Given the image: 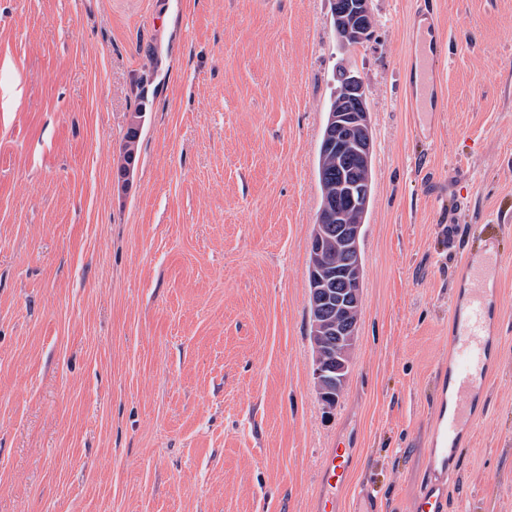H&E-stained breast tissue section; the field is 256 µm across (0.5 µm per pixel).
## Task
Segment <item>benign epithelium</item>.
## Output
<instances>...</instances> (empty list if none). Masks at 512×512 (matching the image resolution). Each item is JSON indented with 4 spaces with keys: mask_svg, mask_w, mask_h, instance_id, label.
Masks as SVG:
<instances>
[{
    "mask_svg": "<svg viewBox=\"0 0 512 512\" xmlns=\"http://www.w3.org/2000/svg\"><path fill=\"white\" fill-rule=\"evenodd\" d=\"M371 18L369 0H334V25L341 46L360 44L365 38L363 20ZM340 84L329 113V127L336 129V169L341 177L326 194L322 212L336 225V233L318 223L311 242L312 260L309 303L312 336L331 338L327 348L315 351L314 378L320 400L328 393H342L349 376L358 321L350 315L361 308L362 263L360 236L368 210L372 184L373 137L361 78L341 67ZM328 252L352 257V262L333 266L323 259Z\"/></svg>",
    "mask_w": 512,
    "mask_h": 512,
    "instance_id": "benign-epithelium-1",
    "label": "benign epithelium"
}]
</instances>
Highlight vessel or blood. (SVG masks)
<instances>
[{"mask_svg":"<svg viewBox=\"0 0 512 512\" xmlns=\"http://www.w3.org/2000/svg\"><path fill=\"white\" fill-rule=\"evenodd\" d=\"M411 55L402 72L414 116L444 111V92L437 80L444 40L431 9H414L410 17ZM503 258L481 250L463 262L462 290L448 310L453 326L448 338V373L443 394L435 407L434 446L429 452V477L415 500L412 512H444L448 489L445 479L457 462L465 430L477 418L474 394L490 374L494 343L491 324L501 311L496 289ZM352 465L343 457H329L322 466L318 512H336V498L345 490Z\"/></svg>","mask_w":512,"mask_h":512,"instance_id":"1","label":"vessel or blood"}]
</instances>
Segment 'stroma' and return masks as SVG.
Instances as JSON below:
<instances>
[{"mask_svg": "<svg viewBox=\"0 0 512 512\" xmlns=\"http://www.w3.org/2000/svg\"><path fill=\"white\" fill-rule=\"evenodd\" d=\"M446 109L414 130L417 0H0V512H409L428 478L464 257L504 259L498 345L444 512H512V0H430ZM364 83L373 191L334 409L310 244L337 66ZM142 113L138 152L120 148ZM367 18L371 19L369 0H334V25L341 46H355L364 40L367 31L363 29V20ZM373 25L371 19L368 27L370 36ZM352 473L351 462L343 457L331 455L322 466V480L320 493L317 496L318 512H335L336 498L346 489Z\"/></svg>", "mask_w": 512, "mask_h": 512, "instance_id": "35a3bbf8", "label": "stroma"}]
</instances>
